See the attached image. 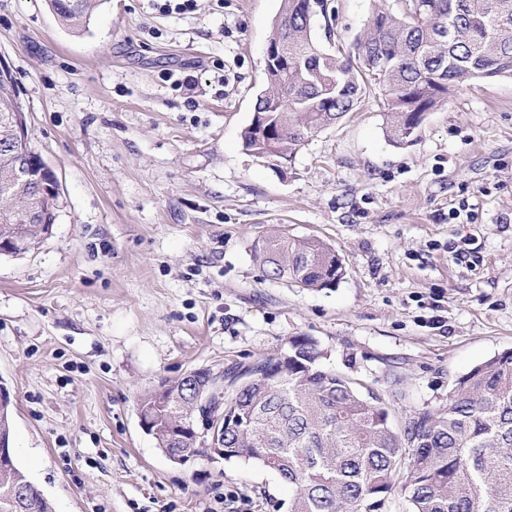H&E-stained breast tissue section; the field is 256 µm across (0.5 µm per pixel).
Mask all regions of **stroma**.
<instances>
[{
    "label": "stroma",
    "mask_w": 512,
    "mask_h": 512,
    "mask_svg": "<svg viewBox=\"0 0 512 512\" xmlns=\"http://www.w3.org/2000/svg\"><path fill=\"white\" fill-rule=\"evenodd\" d=\"M280 4L101 0L74 33L49 0H0V65L60 185L52 235L0 258V380L15 459L55 512H288L292 489L222 445L162 453L138 413L162 380L307 336L398 420L512 349V79L456 90L401 145L376 93L261 159L241 133ZM331 4L351 45L373 2ZM273 231L324 240L343 277L267 279L254 246Z\"/></svg>",
    "instance_id": "obj_1"
}]
</instances>
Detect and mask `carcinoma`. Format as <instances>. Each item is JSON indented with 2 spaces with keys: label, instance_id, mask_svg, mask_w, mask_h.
I'll use <instances>...</instances> for the list:
<instances>
[{
  "label": "carcinoma",
  "instance_id": "obj_1",
  "mask_svg": "<svg viewBox=\"0 0 512 512\" xmlns=\"http://www.w3.org/2000/svg\"><path fill=\"white\" fill-rule=\"evenodd\" d=\"M96 0H50L69 28L81 29ZM374 9L352 49L322 47L313 19L326 8L281 0L271 42L288 57V71L268 79L257 100L264 120L242 133L243 148L291 160L305 142L334 125L377 89L385 92V132L407 142L452 88L475 80L512 78V0H388ZM10 69L0 72V156L9 139L4 116L21 112ZM46 212L30 197L0 198V212ZM266 277L310 290L334 286L344 264L324 241L273 233L254 246ZM321 350L307 336L289 341L285 381L249 379L224 402L236 431L224 434V459L256 463L295 489L289 512H381L400 493L408 512H512V350L459 376L448 403L400 421L373 395L321 367ZM178 408L152 391L138 409L156 414L154 439L188 420L189 390ZM0 512H53L51 502L19 465L0 461Z\"/></svg>",
  "mask_w": 512,
  "mask_h": 512
}]
</instances>
